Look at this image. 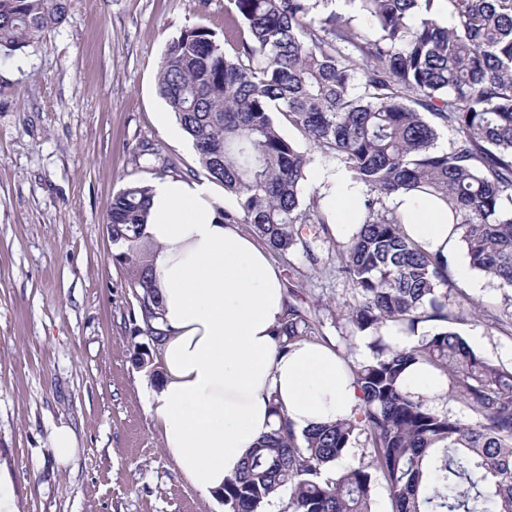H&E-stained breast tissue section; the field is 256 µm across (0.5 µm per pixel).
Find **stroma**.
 <instances>
[{"label":"stroma","mask_w":512,"mask_h":512,"mask_svg":"<svg viewBox=\"0 0 512 512\" xmlns=\"http://www.w3.org/2000/svg\"><path fill=\"white\" fill-rule=\"evenodd\" d=\"M228 0H71L63 24L0 68V473L16 512H224L167 454L144 392L156 384L135 351L160 357L139 317L120 248L106 228L114 194L132 183L203 176L157 90L166 45L204 25L224 32ZM318 265L273 254L322 342L347 364L369 356L339 302L335 238ZM478 312L457 327L479 354L512 367V331L496 326L512 287L452 281ZM69 425L78 450L49 448ZM53 457L59 465L68 464L77 452V439L71 427L56 426L49 442Z\"/></svg>","instance_id":"35a3bbf8"}]
</instances>
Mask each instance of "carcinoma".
I'll use <instances>...</instances> for the list:
<instances>
[{
	"label": "carcinoma",
	"mask_w": 512,
	"mask_h": 512,
	"mask_svg": "<svg viewBox=\"0 0 512 512\" xmlns=\"http://www.w3.org/2000/svg\"><path fill=\"white\" fill-rule=\"evenodd\" d=\"M224 40L203 25L165 49L158 92L206 173L237 198L224 223L251 224L273 250L319 262L309 224L329 234L320 197L303 200L311 158L283 136L288 118L311 145L364 188L361 230L336 244L345 304L370 357L350 366L355 416L297 435L278 430L224 482L225 512H373L383 481L391 512H512V368L474 351L446 324L468 309L448 298V261L424 252L388 205L397 193L442 199L470 265L512 287V0H229ZM70 0H0V68L64 20ZM232 52H227L225 46ZM448 131V146L437 145ZM150 188L112 197L115 259L128 265L151 333L162 335L158 292L142 227ZM391 323L431 333L396 351ZM319 335L311 310L288 301L280 348ZM425 364L464 404L463 420L401 387ZM366 435L369 459L334 469Z\"/></svg>",
	"instance_id": "obj_1"
}]
</instances>
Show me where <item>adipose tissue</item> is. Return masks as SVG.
<instances>
[{
  "label": "adipose tissue",
  "mask_w": 512,
  "mask_h": 512,
  "mask_svg": "<svg viewBox=\"0 0 512 512\" xmlns=\"http://www.w3.org/2000/svg\"><path fill=\"white\" fill-rule=\"evenodd\" d=\"M308 176L339 238L357 229L363 188L342 167L311 164ZM223 187L206 177H166L151 185L144 235L159 292L163 377L146 392L165 450L202 494L221 495L255 443L286 416L296 432L353 417L360 399L345 363L327 346H279L286 313L280 271L252 236L224 221ZM389 205L424 251L456 257L458 280L479 287L458 259L447 205L400 194ZM402 387L448 401L431 367L407 370Z\"/></svg>",
  "instance_id": "1"
}]
</instances>
